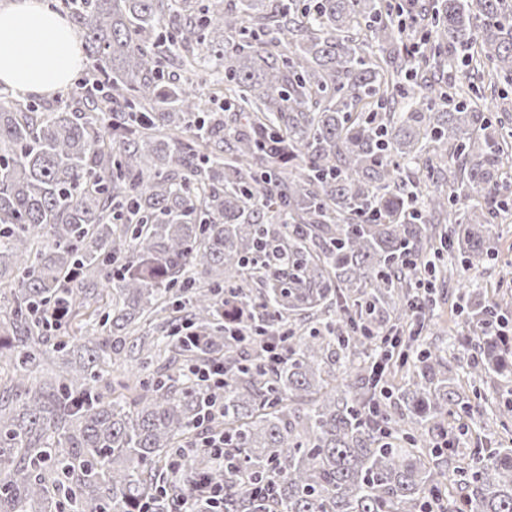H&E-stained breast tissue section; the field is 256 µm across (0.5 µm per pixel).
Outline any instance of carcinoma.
Masks as SVG:
<instances>
[{"instance_id":"cac0c4a2","label":"carcinoma","mask_w":512,"mask_h":512,"mask_svg":"<svg viewBox=\"0 0 512 512\" xmlns=\"http://www.w3.org/2000/svg\"><path fill=\"white\" fill-rule=\"evenodd\" d=\"M59 2L84 77L49 110L0 94V512H212L167 470L204 422L224 466L196 448L186 470L224 512H426L452 465L444 512H512V444L465 467L425 447L468 428L460 369L512 385L509 300L468 277L512 189V128L471 103L486 75L512 88V0ZM446 253L451 355L417 294ZM100 287L106 334L45 371L53 309ZM184 296L191 341L166 316ZM212 357L222 386L185 380Z\"/></svg>"}]
</instances>
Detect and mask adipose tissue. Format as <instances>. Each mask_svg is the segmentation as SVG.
I'll use <instances>...</instances> for the list:
<instances>
[{
	"mask_svg": "<svg viewBox=\"0 0 512 512\" xmlns=\"http://www.w3.org/2000/svg\"><path fill=\"white\" fill-rule=\"evenodd\" d=\"M81 60L71 21L42 0L0 8L1 85L22 96L51 94L69 83Z\"/></svg>",
	"mask_w": 512,
	"mask_h": 512,
	"instance_id": "ef3b65f1",
	"label": "adipose tissue"
}]
</instances>
